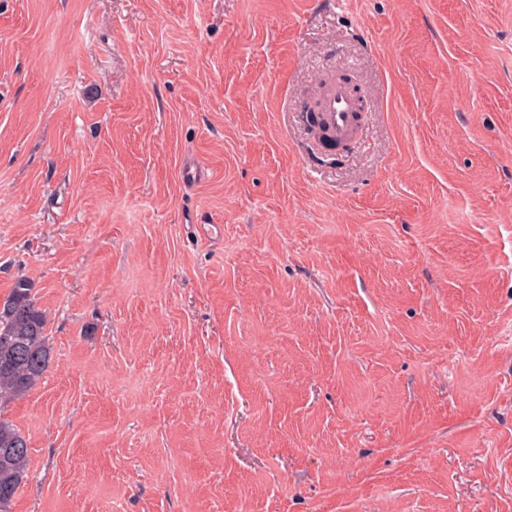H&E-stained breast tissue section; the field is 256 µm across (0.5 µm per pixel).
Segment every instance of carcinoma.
Wrapping results in <instances>:
<instances>
[{"label":"carcinoma","instance_id":"obj_1","mask_svg":"<svg viewBox=\"0 0 512 512\" xmlns=\"http://www.w3.org/2000/svg\"><path fill=\"white\" fill-rule=\"evenodd\" d=\"M48 318L31 294L30 283L18 279L0 302V408L26 396L51 360ZM29 448L23 434L0 418V512L27 476Z\"/></svg>","mask_w":512,"mask_h":512}]
</instances>
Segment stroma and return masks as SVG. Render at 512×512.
<instances>
[{
  "mask_svg": "<svg viewBox=\"0 0 512 512\" xmlns=\"http://www.w3.org/2000/svg\"><path fill=\"white\" fill-rule=\"evenodd\" d=\"M20 277L8 512H512V0H0ZM358 103L351 85L342 77L329 78L322 86L316 104V128L333 143L353 138L358 126ZM31 291L30 283L20 278L0 302V412L26 396L50 364L47 314ZM7 448V453L2 451ZM29 448L23 434L0 413V511L6 508L27 476Z\"/></svg>",
  "mask_w": 512,
  "mask_h": 512,
  "instance_id": "obj_1",
  "label": "stroma"
}]
</instances>
